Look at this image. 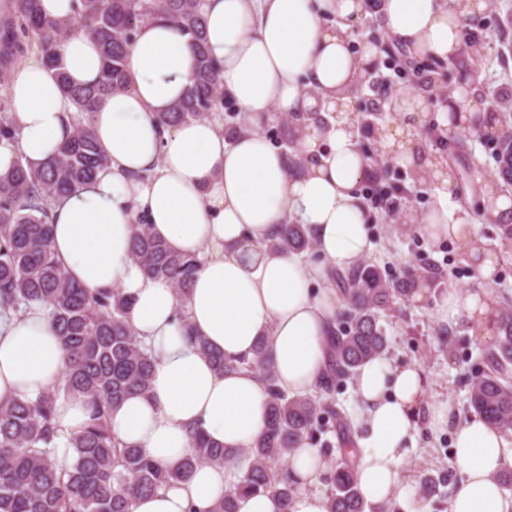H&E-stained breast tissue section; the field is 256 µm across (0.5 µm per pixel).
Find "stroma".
Masks as SVG:
<instances>
[{"mask_svg": "<svg viewBox=\"0 0 512 512\" xmlns=\"http://www.w3.org/2000/svg\"><path fill=\"white\" fill-rule=\"evenodd\" d=\"M511 11L512 0H487L480 22L487 50L481 56L467 59L463 71L447 70L443 81L433 86L435 95L429 100L430 111H439L447 104L463 72L468 73L477 97L484 103L512 108V53L504 50L498 36L500 17ZM390 183L400 189L397 207L392 211L376 201V185L368 180L362 184L371 243L365 258L394 278L411 267L425 269L431 284L421 294L397 301L394 316L385 324L389 338L386 356L395 363L414 364L422 369L429 406L445 404L455 420L471 419L467 410L469 389L481 368L485 346L459 321L445 323L440 311L449 289L465 292L476 287L473 265L455 242L435 239L426 233L423 221L436 201L434 187L416 183L412 169L402 162L393 163ZM483 201L480 192L451 198L457 219L470 225L476 237L496 247L500 255L498 281L490 294L491 302L500 306L512 302V245H502L498 225L483 220ZM448 325L458 331L450 344L441 334ZM453 461L451 427L432 425L429 412H422L419 432L406 446L403 478L413 487L426 474L440 478L441 483L425 508H418L416 499L411 497L400 503V512H448L450 497L461 479Z\"/></svg>", "mask_w": 512, "mask_h": 512, "instance_id": "obj_1", "label": "stroma"}]
</instances>
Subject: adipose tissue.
Instances as JSON below:
<instances>
[{
  "instance_id": "1",
  "label": "adipose tissue",
  "mask_w": 512,
  "mask_h": 512,
  "mask_svg": "<svg viewBox=\"0 0 512 512\" xmlns=\"http://www.w3.org/2000/svg\"><path fill=\"white\" fill-rule=\"evenodd\" d=\"M364 0H205L209 52L220 65L219 84L250 130L227 140L209 119L161 129L156 116L171 111L191 83L195 52L190 37L158 17L143 24L131 46L128 90L103 97L89 117L108 165L51 206L53 252L88 293L116 288L133 299L128 321L155 356L149 395L124 399L110 428L123 443L173 465L189 451L197 427L228 450L248 447L266 424L269 395L255 371L218 372L184 337L185 326L234 359L251 355L267 336L282 391L305 394L325 370L328 339L342 298L326 287L328 268L345 270L369 250L367 214L359 186L369 171L350 122L303 132L305 171L292 175L284 153L261 129L273 112H326L337 91L365 74L378 50L352 48L350 30ZM485 0H382L377 20L401 45L440 60L456 57L469 19L481 17ZM335 17L337 26L326 25ZM72 83L95 82L99 47L78 33L61 47ZM6 95L19 133L0 147V174L15 162L38 165L71 135L72 106L44 61L28 57L14 72ZM403 115L435 119L440 127L473 121L490 126L487 113L453 95L430 114L418 91L403 93ZM443 188L424 219L433 235L457 241L473 262L481 287L449 292L447 318H465L479 340L498 316L487 300L499 256L484 247L448 209L454 182L438 173ZM175 251L198 258L186 310L175 319L172 283L146 276L131 258L137 221ZM307 225L324 261L270 254L264 249L286 225ZM65 352L44 305L0 308V403L59 384ZM365 436L358 443L356 477L366 501L404 500L403 450L418 427L426 390L419 368L381 357L356 376ZM454 462L462 480L449 512H512V496L496 480L512 465L501 430L481 418L453 423ZM299 491L288 507L258 492L238 499V512H328L326 495L310 491L327 465L317 448L301 445L288 457ZM227 488L226 471L199 467L185 483L140 500L134 512H188L206 508Z\"/></svg>"
}]
</instances>
